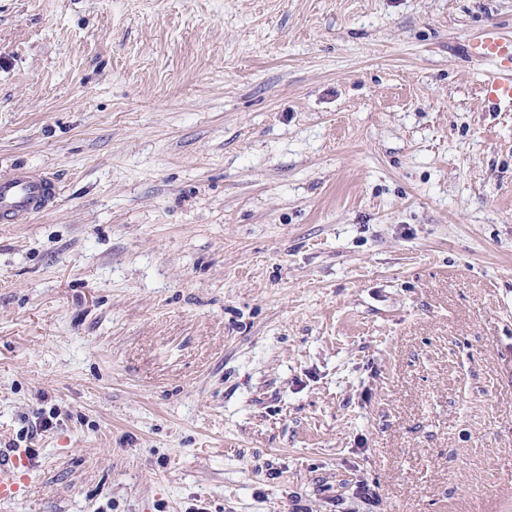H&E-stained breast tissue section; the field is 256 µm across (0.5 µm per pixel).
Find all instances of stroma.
I'll return each instance as SVG.
<instances>
[{
  "mask_svg": "<svg viewBox=\"0 0 512 512\" xmlns=\"http://www.w3.org/2000/svg\"><path fill=\"white\" fill-rule=\"evenodd\" d=\"M512 0H0V512H512ZM52 425L35 426L43 418ZM470 55L496 61V69L488 72L484 80L487 101L492 105H512V38L489 31L470 43ZM58 186L46 172L15 167L0 173V222L22 223L55 203ZM7 459L0 457V502L15 499L20 493L19 474L29 470V462L24 452L17 450Z\"/></svg>",
  "mask_w": 512,
  "mask_h": 512,
  "instance_id": "1",
  "label": "stroma"
}]
</instances>
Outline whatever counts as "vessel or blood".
I'll return each mask as SVG.
<instances>
[{
  "label": "vessel or blood",
  "mask_w": 512,
  "mask_h": 512,
  "mask_svg": "<svg viewBox=\"0 0 512 512\" xmlns=\"http://www.w3.org/2000/svg\"><path fill=\"white\" fill-rule=\"evenodd\" d=\"M472 56L496 61V69L488 72L484 91L489 103L512 105V38L489 31L470 43ZM58 186L46 172L15 167L0 173V222L21 223L55 203ZM25 453L0 457V502L15 499L20 492L19 474L28 469Z\"/></svg>",
  "instance_id": "b4317fda"
}]
</instances>
